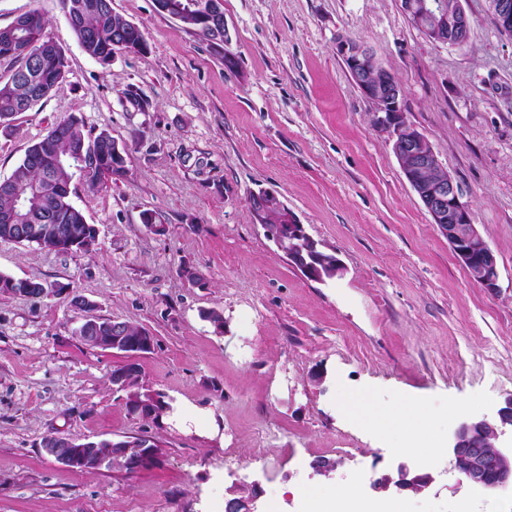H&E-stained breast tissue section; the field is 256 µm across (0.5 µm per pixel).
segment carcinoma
Segmentation results:
<instances>
[{"mask_svg":"<svg viewBox=\"0 0 512 512\" xmlns=\"http://www.w3.org/2000/svg\"><path fill=\"white\" fill-rule=\"evenodd\" d=\"M62 9L73 29L75 38L84 46L88 56L106 62L114 52L125 50L144 55V38L134 23L112 9V0H61ZM200 0H176L180 9L181 25L209 40L197 23ZM31 23L20 31L0 28V61L9 64V75L0 80V129L8 131L15 116L31 110L64 80L65 54L45 51L30 66L25 49L39 48L46 24L36 12L28 14ZM65 128L57 132L51 128L46 135L33 143L22 161L5 179L0 180V215L13 210L18 198L28 200L29 210L23 214L22 223L37 225V233L26 240L43 249L53 250L59 245L57 236L70 233L80 238L82 250L88 252L96 243L97 230L87 223L83 211L70 199L71 183L75 173L62 163V158L78 155L85 158L90 171L82 178L85 190L99 191L112 180L126 175L125 163L115 161L112 152L125 151L107 131L92 135L84 122L68 116L62 119ZM50 220L39 219L43 213ZM13 286L24 288V296L39 299L37 290L45 284L36 278H14L0 274V289Z\"/></svg>","mask_w":512,"mask_h":512,"instance_id":"obj_1","label":"carcinoma"}]
</instances>
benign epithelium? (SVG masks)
<instances>
[{
	"instance_id": "7a95c632",
	"label": "benign epithelium",
	"mask_w": 512,
	"mask_h": 512,
	"mask_svg": "<svg viewBox=\"0 0 512 512\" xmlns=\"http://www.w3.org/2000/svg\"><path fill=\"white\" fill-rule=\"evenodd\" d=\"M486 2L497 28L512 35V0ZM400 6L409 22L431 41L455 47H462L468 42L471 20L462 0H400ZM200 19L209 31L215 33L211 37L210 51L228 54L231 38L224 23V0H206ZM336 46L350 73L358 76L382 69L373 51L366 46L344 38L338 39ZM360 91L375 103V125L389 133L405 179L419 196L440 233L448 239L457 260L476 285L490 293L495 292L499 280L496 255L476 228L471 208L461 200L458 186L429 142L407 123L402 109L403 90L395 75L380 81L364 82ZM248 206L268 240L280 249L283 243H289L286 251L288 260L306 278L322 283L326 277L332 279L343 274L344 266L340 259L335 256L326 259L329 247L308 234L305 225L276 193L267 190L254 192L248 198ZM272 207L284 210L285 223L261 222L263 212ZM109 329L112 331V348L126 355L123 369L112 377V384L121 387L127 371L134 366L132 358L152 350L154 339L147 331L140 337V350L130 351L123 334V324L114 320ZM509 435L512 436V398L492 418L462 419L448 435V445L444 448L452 471L471 488L512 489V439H507ZM87 447V443L78 444L65 439L57 447L46 449V453L78 471L111 468L122 457L125 459L123 467L131 475L161 455L160 448L151 441L112 455L103 452L90 456L86 453ZM433 482L431 474L418 473L407 463L400 462L395 472L375 478L372 488L420 493ZM259 496L260 489L255 483L248 495L226 499L224 512H258Z\"/></svg>"
}]
</instances>
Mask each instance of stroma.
<instances>
[{"label": "stroma", "mask_w": 512, "mask_h": 512, "mask_svg": "<svg viewBox=\"0 0 512 512\" xmlns=\"http://www.w3.org/2000/svg\"><path fill=\"white\" fill-rule=\"evenodd\" d=\"M470 40H429L398 0H224L234 67L159 13L154 0H112L148 55L103 63L77 43L60 0H0V27L30 12L68 61L65 79L12 134L0 133V178L60 119L127 147V175L99 192L71 186L98 229L93 252L0 241V274L65 285L94 317L143 326L139 389L171 406L132 416L112 384L122 354L76 334L66 301L0 295V512H224L230 492L259 484L281 512H305L293 487L328 484L377 512H512V495L478 493L443 452L452 400L494 416L512 397V36L485 0H463ZM371 48L398 78L403 111L431 144L494 251L499 288L473 283L405 179L376 105L353 83L338 38ZM149 100L136 112L124 93ZM268 189L338 252L343 276L307 279L252 220ZM156 215L162 231L143 224ZM218 311L223 332L204 318ZM424 406L411 467L432 474L419 495L377 492L368 476L399 462L398 437L355 422L343 396ZM149 436L153 467L79 473L42 448ZM317 460L335 462L315 474Z\"/></svg>", "instance_id": "1"}]
</instances>
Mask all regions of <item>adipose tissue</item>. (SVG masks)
<instances>
[{"instance_id":"ef3b65f1","label":"adipose tissue","mask_w":512,"mask_h":512,"mask_svg":"<svg viewBox=\"0 0 512 512\" xmlns=\"http://www.w3.org/2000/svg\"><path fill=\"white\" fill-rule=\"evenodd\" d=\"M344 405L347 413L355 421L386 433H400L401 438L396 446L397 452L413 453L414 448L408 433L413 424L424 417V411L420 405L405 401L386 410L370 403L367 396L361 393L348 395Z\"/></svg>"}]
</instances>
